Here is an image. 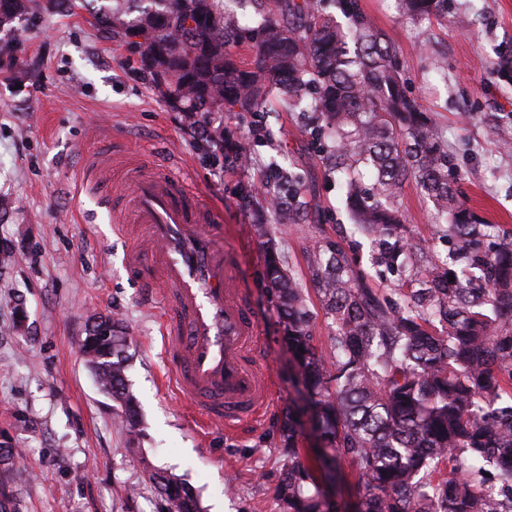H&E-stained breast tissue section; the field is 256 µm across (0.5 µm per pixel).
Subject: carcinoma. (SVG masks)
Listing matches in <instances>:
<instances>
[{
	"label": "carcinoma",
	"instance_id": "carcinoma-1",
	"mask_svg": "<svg viewBox=\"0 0 512 512\" xmlns=\"http://www.w3.org/2000/svg\"><path fill=\"white\" fill-rule=\"evenodd\" d=\"M28 2L0 0V28L17 52L34 17ZM446 3L398 0L399 14L423 23ZM259 15L244 26L223 0H110L93 11L102 27L150 29L143 67L163 72L156 86L171 107L209 126L203 150L224 151L226 166H251V152L225 142L209 114L259 112L273 99L307 113L328 176L357 223L378 235L380 263L392 267L422 251L397 235L395 202L406 180L434 200L454 242L450 265L418 268V288L402 309L356 283L340 244L315 243L316 292L335 325L327 354L312 343L308 294L270 240L263 279L320 430V459L357 476L355 512H512V236L479 251L481 223L459 195L458 167L360 0H269ZM240 46L252 50L250 59L238 56ZM361 167L373 172L370 191ZM260 182L262 192L243 187L241 198L269 197L280 224L305 221L311 203L300 175L271 162ZM126 343L122 323L105 319L81 351L132 430ZM281 437V512H344L313 482L291 408ZM149 480L168 512H202L188 484L157 471Z\"/></svg>",
	"mask_w": 512,
	"mask_h": 512
}]
</instances>
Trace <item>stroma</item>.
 Wrapping results in <instances>:
<instances>
[{"mask_svg": "<svg viewBox=\"0 0 512 512\" xmlns=\"http://www.w3.org/2000/svg\"><path fill=\"white\" fill-rule=\"evenodd\" d=\"M361 5L398 49L410 94L441 130L467 207L490 237L512 233V79L497 71L499 54L512 47V0H448L442 18L421 24L404 21L397 0ZM36 16L16 62L0 66V442L22 451L6 487L12 512H164L152 470L190 484L202 512H279L280 426L302 385L262 277L266 239L309 289L313 344L325 353L334 330L313 291L314 242L340 243L364 286L401 306L409 272L378 264L374 235L351 220L295 113L212 114L233 139L253 145L252 168H224L159 95L124 35L80 7ZM81 146L161 159L215 208L224 246L237 254V275L262 314L264 362L276 383L256 424L239 433L199 428L176 396L160 304L128 276L127 239L81 189ZM273 160L304 174L313 200L305 223H272L264 202L242 201L239 184L259 181ZM397 205L405 236L425 244L429 261L447 258L452 242L415 182ZM104 317L125 326L133 433L81 352L87 328Z\"/></svg>", "mask_w": 512, "mask_h": 512, "instance_id": "stroma-1", "label": "stroma"}]
</instances>
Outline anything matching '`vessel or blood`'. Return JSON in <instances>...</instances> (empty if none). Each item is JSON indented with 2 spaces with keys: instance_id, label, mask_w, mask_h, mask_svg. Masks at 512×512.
I'll return each instance as SVG.
<instances>
[{
  "instance_id": "vessel-or-blood-1",
  "label": "vessel or blood",
  "mask_w": 512,
  "mask_h": 512,
  "mask_svg": "<svg viewBox=\"0 0 512 512\" xmlns=\"http://www.w3.org/2000/svg\"><path fill=\"white\" fill-rule=\"evenodd\" d=\"M84 181H111L112 167L96 153L85 155ZM124 205L98 202L111 211L115 231L133 235L127 269L163 298L161 334L175 389L204 426L235 430L256 421L273 392L261 364L262 316L236 274L217 215L201 195L161 165L131 163L120 176Z\"/></svg>"
}]
</instances>
